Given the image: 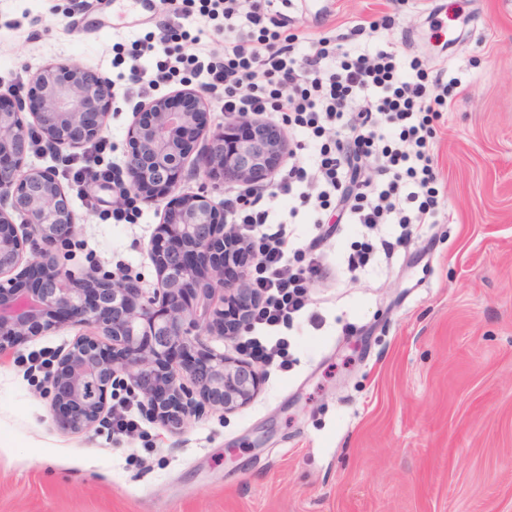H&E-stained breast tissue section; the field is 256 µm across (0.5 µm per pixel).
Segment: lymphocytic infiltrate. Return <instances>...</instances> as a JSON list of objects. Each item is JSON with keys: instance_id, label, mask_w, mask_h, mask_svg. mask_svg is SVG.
<instances>
[{"instance_id": "lymphocytic-infiltrate-1", "label": "lymphocytic infiltrate", "mask_w": 512, "mask_h": 512, "mask_svg": "<svg viewBox=\"0 0 512 512\" xmlns=\"http://www.w3.org/2000/svg\"><path fill=\"white\" fill-rule=\"evenodd\" d=\"M168 21L131 41L124 97L168 86L180 71L201 77L225 119L281 113L299 134L301 163L281 175L273 210L252 189L225 198L224 213L237 235L250 240L224 266L226 281L245 280L262 296L252 324L273 340L251 339L253 361L287 358L280 337L307 310L309 290L323 271L321 244L336 227L320 211L335 206L347 224L369 230L395 224L408 238L417 224L437 223L441 200L432 153L434 120L456 85L430 78L423 63L368 41L342 44L324 36L303 48L286 20L260 0H162ZM215 21L224 51L202 48L196 16ZM196 50L185 53L186 43ZM417 203L407 212L405 200ZM301 217L315 234L306 267H293L283 249L288 220Z\"/></svg>"}]
</instances>
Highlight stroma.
<instances>
[{
  "label": "stroma",
  "mask_w": 512,
  "mask_h": 512,
  "mask_svg": "<svg viewBox=\"0 0 512 512\" xmlns=\"http://www.w3.org/2000/svg\"><path fill=\"white\" fill-rule=\"evenodd\" d=\"M304 41L391 15L386 37L457 78L434 126L445 203L392 258L352 274L364 230L340 225L308 318L287 331L288 364H261L259 390L206 406L173 433L135 407L68 433L44 390L49 361L87 328L25 339L0 358V512H512V0H283ZM99 0H0V93L9 73L71 62L116 78L121 28L77 33ZM134 102L103 133L98 166L121 171ZM27 165L59 171L77 232L68 267H125L152 289L151 242L166 199L127 203L60 172L47 141ZM125 219L115 223L114 211Z\"/></svg>",
  "instance_id": "stroma-1"
}]
</instances>
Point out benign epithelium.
Returning a JSON list of instances; mask_svg holds the SVG:
<instances>
[{"label":"benign epithelium","mask_w":512,"mask_h":512,"mask_svg":"<svg viewBox=\"0 0 512 512\" xmlns=\"http://www.w3.org/2000/svg\"><path fill=\"white\" fill-rule=\"evenodd\" d=\"M140 104L129 127L125 173L140 198H163L180 188L184 164L196 144L198 191L164 208L151 244L157 280L152 293L126 271L98 268L75 275L58 246L76 232L70 200L52 169L31 168L25 157L33 135L60 148L98 141L112 110V84L77 64L49 63L32 77L26 99L0 93V356L20 340L69 323L112 340L107 353L97 336H84L60 358L50 383L61 430L81 433L109 412L108 389L121 386L173 432L207 403L224 411L248 403L259 376L253 366L208 348L207 336L224 335V309L240 307L235 334L251 327L257 302L242 282L224 279V209L209 187H260L290 155L284 131L254 117L211 129L206 95L181 91ZM29 109L34 124L25 123Z\"/></svg>","instance_id":"benign-epithelium-1"}]
</instances>
